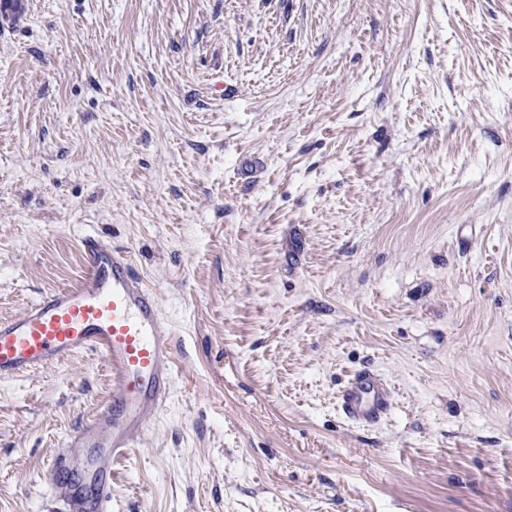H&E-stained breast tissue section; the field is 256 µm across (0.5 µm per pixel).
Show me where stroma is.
Segmentation results:
<instances>
[{"instance_id":"1","label":"stroma","mask_w":512,"mask_h":512,"mask_svg":"<svg viewBox=\"0 0 512 512\" xmlns=\"http://www.w3.org/2000/svg\"><path fill=\"white\" fill-rule=\"evenodd\" d=\"M130 255L176 376L112 512H512V0H20L0 317ZM378 373L391 407L337 397ZM112 397L0 381V512ZM390 405V396L378 377L370 372L355 374L340 393L338 406L343 417L354 424L377 422Z\"/></svg>"}]
</instances>
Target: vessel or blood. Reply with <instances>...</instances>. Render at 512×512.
<instances>
[{
  "instance_id": "1",
  "label": "vessel or blood",
  "mask_w": 512,
  "mask_h": 512,
  "mask_svg": "<svg viewBox=\"0 0 512 512\" xmlns=\"http://www.w3.org/2000/svg\"><path fill=\"white\" fill-rule=\"evenodd\" d=\"M81 249L80 280L0 318V380L84 349L104 357L112 399L55 453L47 475L61 512H110L115 468L137 445L174 381L172 333L126 255L93 236L83 239ZM389 405L386 387L366 371L348 381L338 400L343 417L355 424L377 422Z\"/></svg>"
}]
</instances>
